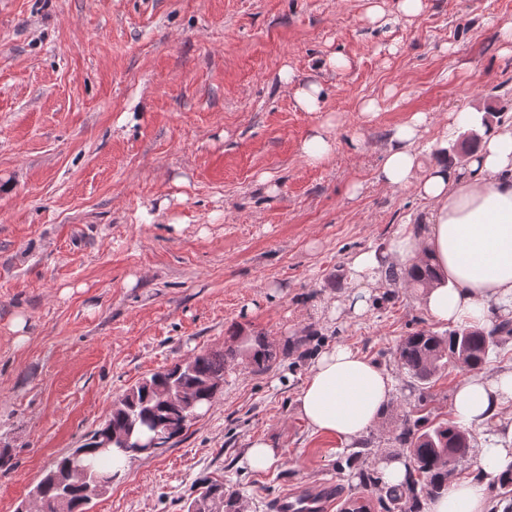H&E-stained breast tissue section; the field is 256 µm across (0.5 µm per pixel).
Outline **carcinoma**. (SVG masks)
<instances>
[{
	"mask_svg": "<svg viewBox=\"0 0 512 512\" xmlns=\"http://www.w3.org/2000/svg\"><path fill=\"white\" fill-rule=\"evenodd\" d=\"M436 277L428 261L411 269L395 273L389 282L396 288L425 285ZM512 338V320L504 319L490 332L457 327L444 335L416 331L404 337L397 349L399 368L420 385L421 400L443 371L462 363L469 369L481 368L489 356ZM232 344L223 350L201 353L192 365L176 363L153 373L127 389L113 404L108 416L98 428L87 433L82 443L60 456L45 471L31 493L37 512H89V505L98 494H88L77 483L74 472L85 470L87 481L105 476L111 480L112 454L120 452L128 460L150 457L152 453L138 447L156 436L168 443L186 430V417L198 413L201 405L213 403L207 393L208 382H224V373L231 363L246 360L256 372L270 366L273 353L261 336H249L237 330ZM178 391L181 397L168 400L166 393ZM124 439V444L112 443L99 447L104 438ZM395 443L407 449L411 470L406 487L386 491L398 512H421L422 499L439 494L448 483V476L467 461L472 453L471 437L455 421L436 425L417 417H405L394 437ZM196 512H237V496L224 493V485L209 483L195 500Z\"/></svg>",
	"mask_w": 512,
	"mask_h": 512,
	"instance_id": "carcinoma-1",
	"label": "carcinoma"
}]
</instances>
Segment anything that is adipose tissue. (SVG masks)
Wrapping results in <instances>:
<instances>
[{
	"instance_id": "1",
	"label": "adipose tissue",
	"mask_w": 512,
	"mask_h": 512,
	"mask_svg": "<svg viewBox=\"0 0 512 512\" xmlns=\"http://www.w3.org/2000/svg\"><path fill=\"white\" fill-rule=\"evenodd\" d=\"M430 123L428 113L416 112L397 126L377 173L378 183L387 188L413 189L429 210L384 249L352 256L350 276L363 288L337 309L361 315L369 304L367 285L425 256L439 273L438 280L419 291L430 317L441 325L488 331L501 319H512V122L485 125L473 110L450 112L434 160L426 166L416 144ZM471 129L477 139L467 165H449V139ZM393 393L387 369L338 344L314 359L297 401L310 429L354 445L378 424ZM453 415L459 425L487 428L491 434L474 450L475 475L449 479L445 493L428 499L424 512H488L490 488L512 473V371L462 379Z\"/></svg>"
}]
</instances>
